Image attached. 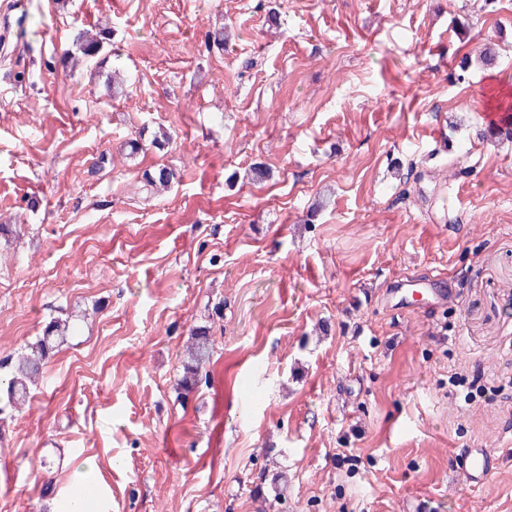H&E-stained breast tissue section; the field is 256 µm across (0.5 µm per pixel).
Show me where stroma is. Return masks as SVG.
<instances>
[{"label": "stroma", "instance_id": "obj_1", "mask_svg": "<svg viewBox=\"0 0 512 512\" xmlns=\"http://www.w3.org/2000/svg\"><path fill=\"white\" fill-rule=\"evenodd\" d=\"M0 38V361L79 325L0 417V512L85 470L92 512H512V0H28ZM141 190L151 192L158 189H167L176 180V174L172 168L158 166L152 171H146L143 176ZM211 326H201L194 331V343L189 351L188 361L184 365L183 382L185 390L194 388L200 377H203L205 365L209 362L211 354ZM204 378L207 379L205 371ZM453 467L470 488L481 489L494 473L496 459L487 448H459L453 456Z\"/></svg>", "mask_w": 512, "mask_h": 512}]
</instances>
